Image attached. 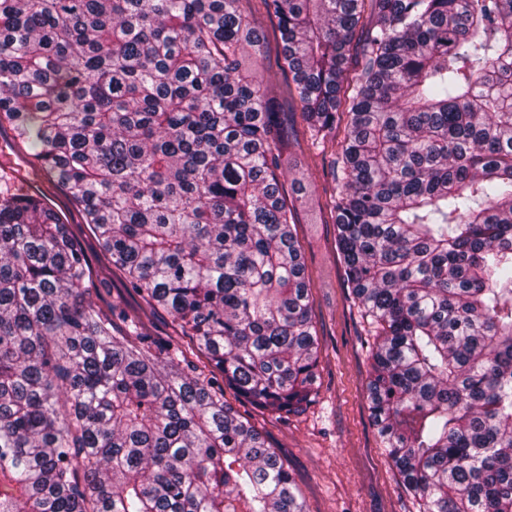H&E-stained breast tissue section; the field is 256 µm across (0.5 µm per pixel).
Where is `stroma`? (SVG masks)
<instances>
[{
	"mask_svg": "<svg viewBox=\"0 0 512 512\" xmlns=\"http://www.w3.org/2000/svg\"><path fill=\"white\" fill-rule=\"evenodd\" d=\"M296 154L302 163L297 178L308 192L324 196L331 186V155L305 146ZM17 188L42 198L63 221L74 224L78 245L90 261H97V237L81 223L66 189L39 172L31 149L14 141L4 124L0 191ZM296 213L297 237L312 278V319L321 343L315 401L305 413L285 419L238 399L232 390H225L224 398L286 463L304 512H418L371 423L366 384L374 336L344 284L334 250L336 227L314 223L305 208ZM111 283L113 296H126L120 273H113ZM126 298L131 312L154 335L177 336L165 310L150 308L136 296Z\"/></svg>",
	"mask_w": 512,
	"mask_h": 512,
	"instance_id": "1",
	"label": "stroma"
}]
</instances>
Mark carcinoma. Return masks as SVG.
<instances>
[{"mask_svg":"<svg viewBox=\"0 0 512 512\" xmlns=\"http://www.w3.org/2000/svg\"><path fill=\"white\" fill-rule=\"evenodd\" d=\"M255 13L334 151L388 458L420 512H512V0H0V124L191 340L87 299L71 225L0 192V512H303L224 402L288 416L317 393L296 128Z\"/></svg>","mask_w":512,"mask_h":512,"instance_id":"1","label":"carcinoma"}]
</instances>
